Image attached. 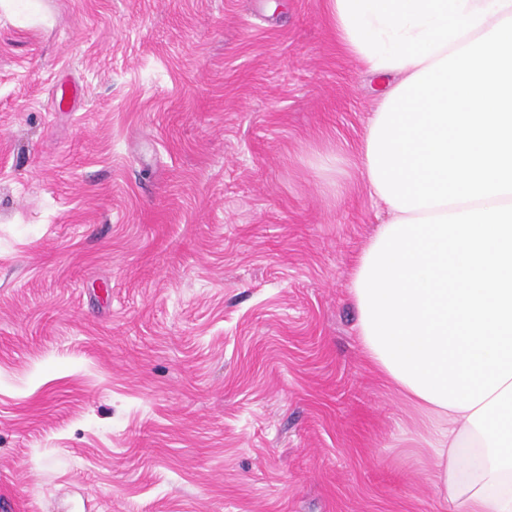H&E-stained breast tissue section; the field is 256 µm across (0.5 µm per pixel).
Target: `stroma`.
Here are the masks:
<instances>
[{
  "label": "stroma",
  "instance_id": "35a3bbf8",
  "mask_svg": "<svg viewBox=\"0 0 512 512\" xmlns=\"http://www.w3.org/2000/svg\"><path fill=\"white\" fill-rule=\"evenodd\" d=\"M0 11V512H454L365 364L380 88L328 0Z\"/></svg>",
  "mask_w": 512,
  "mask_h": 512
}]
</instances>
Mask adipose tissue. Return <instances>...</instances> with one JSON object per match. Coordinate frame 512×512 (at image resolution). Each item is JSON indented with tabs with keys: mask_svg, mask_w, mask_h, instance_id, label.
<instances>
[{
	"mask_svg": "<svg viewBox=\"0 0 512 512\" xmlns=\"http://www.w3.org/2000/svg\"><path fill=\"white\" fill-rule=\"evenodd\" d=\"M382 81L352 272L367 364L420 416L437 495L512 512V0H330Z\"/></svg>",
	"mask_w": 512,
	"mask_h": 512,
	"instance_id": "ef3b65f1",
	"label": "adipose tissue"
}]
</instances>
